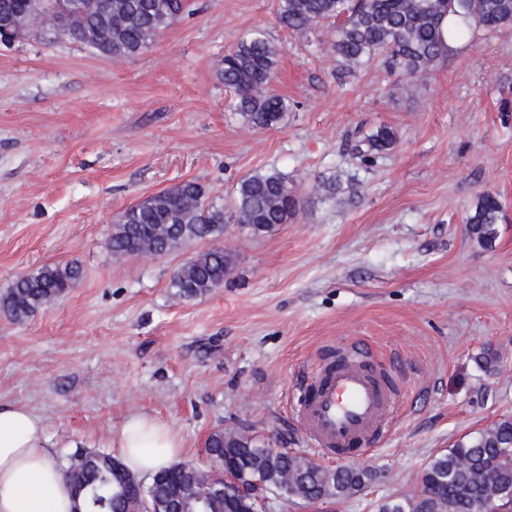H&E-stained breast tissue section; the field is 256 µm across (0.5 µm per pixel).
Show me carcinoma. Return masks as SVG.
<instances>
[{
    "label": "carcinoma",
    "mask_w": 512,
    "mask_h": 512,
    "mask_svg": "<svg viewBox=\"0 0 512 512\" xmlns=\"http://www.w3.org/2000/svg\"><path fill=\"white\" fill-rule=\"evenodd\" d=\"M36 5L45 12L50 29L74 43L89 46L93 38L112 40V54L133 55L183 16V0H0V11L22 13ZM280 22L298 35L320 28L334 29L333 50L341 67L353 73L382 55L388 64L417 78L427 74L453 48L448 38L463 39L470 31L487 34L512 28V0H278ZM455 17L462 25L446 30ZM279 59L277 47L260 31L248 33L224 54L220 76L234 92L231 107L256 128H272L287 110L285 100L269 85ZM394 130L378 128L356 145L364 162L391 149ZM327 197L351 192L339 176L320 183ZM304 200L279 172L244 177L235 189L231 213L208 201L207 189L196 181L178 183L127 209L113 225L109 248L117 256L167 254L187 241L217 239L224 224H246L255 233L286 224ZM499 201L479 197L467 218L469 235L490 247L496 239ZM233 259L224 248L212 247L187 261L170 280L182 298L205 296L224 285ZM71 263L45 266L16 279L0 295V310L21 320L62 297L82 277ZM206 455L244 472L243 487L228 501L211 491L212 474L187 463H175L158 473L146 490L171 506L170 512H230L247 508L258 492L281 489L304 502L348 498L368 488L371 471L351 466L328 468L303 456L279 452L244 431L218 429L205 441ZM69 486H82L84 512H131L143 486L118 457L102 450H83L60 465ZM512 496V418L466 435L435 455L423 468L417 490L410 496L382 499L377 512H493L499 500Z\"/></svg>",
    "instance_id": "cac0c4a2"
}]
</instances>
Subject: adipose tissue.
Listing matches in <instances>:
<instances>
[{
	"label": "adipose tissue",
	"instance_id": "ef3b65f1",
	"mask_svg": "<svg viewBox=\"0 0 512 512\" xmlns=\"http://www.w3.org/2000/svg\"><path fill=\"white\" fill-rule=\"evenodd\" d=\"M122 461L150 477L174 463L183 442L171 427L131 415L118 433ZM70 487L54 462L41 420L24 404L0 406V512H73Z\"/></svg>",
	"mask_w": 512,
	"mask_h": 512
}]
</instances>
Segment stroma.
<instances>
[{
    "mask_svg": "<svg viewBox=\"0 0 512 512\" xmlns=\"http://www.w3.org/2000/svg\"><path fill=\"white\" fill-rule=\"evenodd\" d=\"M140 53L110 58L42 28L0 46V293L45 266L83 276L17 321L0 312V405L42 420L54 459L118 453L140 413L179 433L182 461L240 428L322 459L295 420L302 377L358 340L401 364L393 433L353 463L368 489L312 503L275 495L266 512H376L411 494L437 453L512 415V29L473 31L420 81L374 60L343 73L320 30L302 38L277 0H192ZM280 49L273 128L230 108L224 55L250 30ZM395 145L373 162L353 148L379 127ZM277 171L305 203L263 233L227 224L222 288L173 294V272L209 241L163 256L117 257L118 217L194 180L231 207L247 175ZM355 177L352 199L313 197L317 177ZM501 212L492 247L468 232L479 195ZM495 354L493 368L481 358Z\"/></svg>",
    "mask_w": 512,
    "mask_h": 512,
    "instance_id": "1",
    "label": "stroma"
}]
</instances>
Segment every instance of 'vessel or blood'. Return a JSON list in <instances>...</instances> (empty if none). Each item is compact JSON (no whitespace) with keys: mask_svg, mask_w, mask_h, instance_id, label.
Wrapping results in <instances>:
<instances>
[{"mask_svg":"<svg viewBox=\"0 0 512 512\" xmlns=\"http://www.w3.org/2000/svg\"><path fill=\"white\" fill-rule=\"evenodd\" d=\"M400 395L375 351L353 342L319 364L303 386L295 416L324 457L365 453L396 418Z\"/></svg>","mask_w":512,"mask_h":512,"instance_id":"b4317fda","label":"vessel or blood"}]
</instances>
